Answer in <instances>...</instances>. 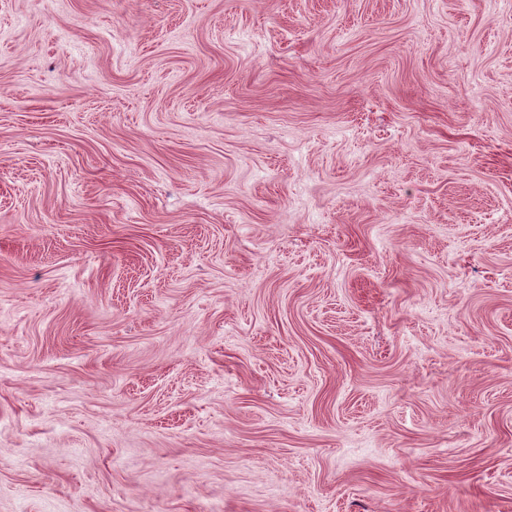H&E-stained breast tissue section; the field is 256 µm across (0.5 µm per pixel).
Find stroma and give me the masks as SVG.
I'll use <instances>...</instances> for the list:
<instances>
[{"mask_svg":"<svg viewBox=\"0 0 512 512\" xmlns=\"http://www.w3.org/2000/svg\"><path fill=\"white\" fill-rule=\"evenodd\" d=\"M0 512H512V0H0Z\"/></svg>","mask_w":512,"mask_h":512,"instance_id":"1","label":"stroma"}]
</instances>
